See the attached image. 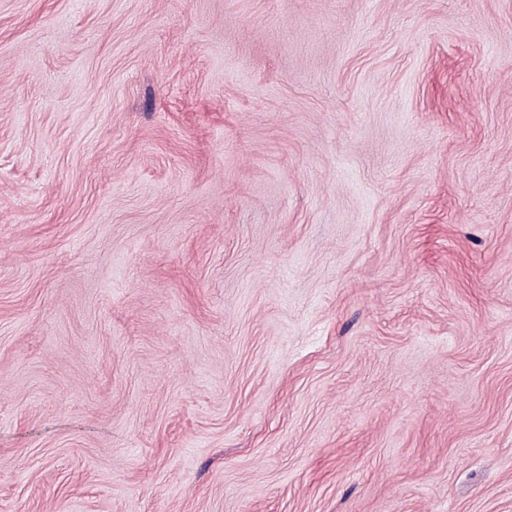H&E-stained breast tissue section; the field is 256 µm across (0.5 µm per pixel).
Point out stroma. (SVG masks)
Returning a JSON list of instances; mask_svg holds the SVG:
<instances>
[{"instance_id": "35a3bbf8", "label": "stroma", "mask_w": 512, "mask_h": 512, "mask_svg": "<svg viewBox=\"0 0 512 512\" xmlns=\"http://www.w3.org/2000/svg\"><path fill=\"white\" fill-rule=\"evenodd\" d=\"M0 512H512V0H0Z\"/></svg>"}]
</instances>
